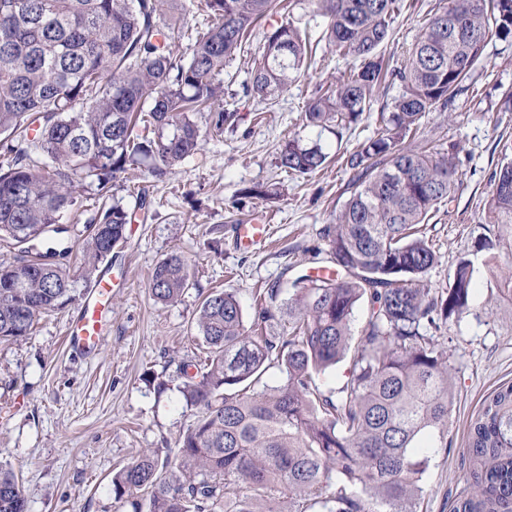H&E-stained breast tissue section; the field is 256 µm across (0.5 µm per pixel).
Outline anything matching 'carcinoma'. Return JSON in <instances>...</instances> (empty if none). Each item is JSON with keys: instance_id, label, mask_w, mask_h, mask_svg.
<instances>
[{"instance_id": "cac0c4a2", "label": "carcinoma", "mask_w": 512, "mask_h": 512, "mask_svg": "<svg viewBox=\"0 0 512 512\" xmlns=\"http://www.w3.org/2000/svg\"><path fill=\"white\" fill-rule=\"evenodd\" d=\"M164 0H0V239L20 256L0 264V342L29 335L43 313L73 300L71 248L41 252L49 233L77 209V190L99 207L86 221L82 271L126 239L129 210L110 199L112 182L139 156L151 175L201 146L193 119L209 116L221 135L238 121L224 107V66L245 49L280 0H190L215 18L202 29L162 20ZM326 20L324 37L352 58L304 112L310 127L342 129L370 108L386 81L401 91L379 113L381 127L350 155L356 170L350 196L322 238L335 274L292 282L288 335H263L273 317L258 312L245 328L239 301L215 290L195 322L207 350L203 369L182 364L181 393L198 409L180 451L166 460L144 453L118 470L112 490L148 495L147 512H260L258 503L288 495L292 512H413L432 450L448 435L453 367L428 330L469 312L476 287L472 260H460L448 287L427 275L438 255L427 223L459 188L454 150H412L407 134L426 114L448 109L491 41L512 40V0H446L415 43L392 63L389 40L397 0H310ZM187 42L189 54L176 48ZM311 42L292 16L267 31L253 58L247 92L271 105L300 82ZM319 145L290 140L278 164L289 174L323 167ZM488 224H512V161L493 175ZM185 258L173 253L154 269L155 300L169 303L189 288ZM367 300L360 332L354 311ZM354 349L347 382L324 392L314 376ZM281 383L261 384L271 363ZM471 493L452 512H512V383L496 388L471 425ZM0 512H28L12 469L0 464Z\"/></svg>"}]
</instances>
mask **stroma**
Segmentation results:
<instances>
[{"instance_id": "1", "label": "stroma", "mask_w": 512, "mask_h": 512, "mask_svg": "<svg viewBox=\"0 0 512 512\" xmlns=\"http://www.w3.org/2000/svg\"><path fill=\"white\" fill-rule=\"evenodd\" d=\"M438 6L439 0H398L385 56H402ZM294 18L320 39L300 83L266 106L247 94L249 58L237 56L224 69V105L237 111L236 126L206 136L200 150L164 180L153 179L142 165L131 180L116 181L113 192L131 221L127 243L96 270L112 278V308L99 346L75 353L65 344L67 324L92 286L82 278L76 301L38 317L29 336L0 343V462L17 476L29 512H133L132 501H146V492L116 497L112 475L145 451L174 457L193 425L197 411L185 403L178 366L205 358L194 328L203 298L215 288L234 293L249 325L260 293L273 285L288 291L296 276L325 268L328 247L320 232L349 197L355 172L347 160L359 143L376 136V115L399 88H382L370 114L342 134L305 126L308 101L349 59L321 40L325 20L310 0H299ZM511 95L512 42L489 43L453 105L427 114L413 139L455 148L461 160L459 190L429 221L438 255L428 274L431 286L446 288L463 257L478 265L492 260L499 272L498 278L479 279L469 313L441 330L454 369L450 446L432 454L415 512H451L468 488L464 458L471 423L484 398L512 382V299L502 296L498 282L512 277V250L506 247L512 227L484 219L490 178L512 160V112L502 109ZM294 137L328 153L321 171H281L278 152ZM141 186L152 201L147 211L136 204ZM252 187L262 188L263 196L244 197ZM255 217L269 225V238L238 248L234 225ZM487 241L492 249H484ZM173 253L186 259L191 286L177 301L158 303L150 277Z\"/></svg>"}]
</instances>
